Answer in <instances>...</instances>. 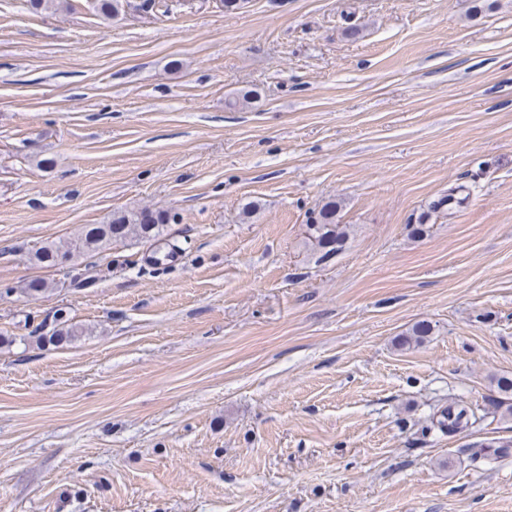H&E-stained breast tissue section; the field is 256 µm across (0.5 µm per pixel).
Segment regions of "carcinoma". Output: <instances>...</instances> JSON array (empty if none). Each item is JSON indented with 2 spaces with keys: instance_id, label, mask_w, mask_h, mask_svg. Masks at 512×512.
Wrapping results in <instances>:
<instances>
[{
  "instance_id": "cac0c4a2",
  "label": "carcinoma",
  "mask_w": 512,
  "mask_h": 512,
  "mask_svg": "<svg viewBox=\"0 0 512 512\" xmlns=\"http://www.w3.org/2000/svg\"><path fill=\"white\" fill-rule=\"evenodd\" d=\"M127 0H95L97 14L107 20H112L125 13ZM451 196L432 201L428 210L418 218V224L412 232L423 234L426 225L433 214L448 205ZM339 203L329 200L314 214L311 224L307 225V240L320 252V259L329 260L343 246V240L348 235L345 224L337 221ZM175 221V215L168 211L150 208L120 210L112 213L105 224H87L75 237L59 244H48L40 247L34 253L36 261L52 266L56 259L70 260L83 254H90L104 249L112 242L125 240L152 241L164 234L167 224ZM83 329L66 320L59 321L58 328L51 335L42 336L40 340L52 344L68 343L82 335ZM475 416L471 406L455 403L441 410L434 426L442 432H451L469 424Z\"/></svg>"
}]
</instances>
